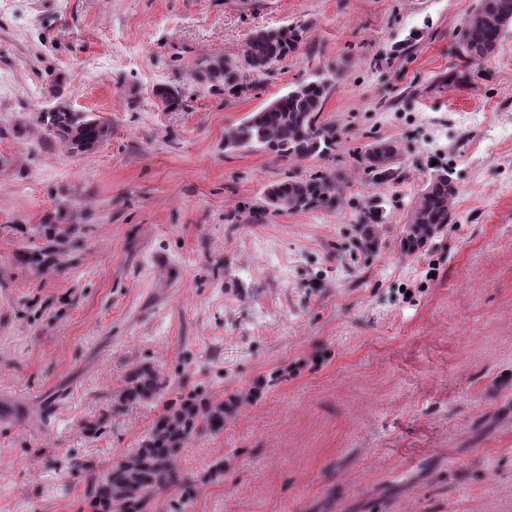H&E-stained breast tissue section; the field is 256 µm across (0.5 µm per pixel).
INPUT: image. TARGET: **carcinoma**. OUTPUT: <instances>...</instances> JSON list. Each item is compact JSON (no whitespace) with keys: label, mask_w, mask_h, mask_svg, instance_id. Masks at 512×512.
<instances>
[{"label":"carcinoma","mask_w":512,"mask_h":512,"mask_svg":"<svg viewBox=\"0 0 512 512\" xmlns=\"http://www.w3.org/2000/svg\"><path fill=\"white\" fill-rule=\"evenodd\" d=\"M512 26V0H477L464 21L455 43L458 68L448 79L461 82L469 68L496 55ZM302 28L260 29L252 33L243 58L248 71L268 75L274 65L295 55L303 45ZM202 89L222 90L236 96L248 90L243 74L235 67H224L221 56L200 60L191 75ZM335 76L318 71L298 83L286 94L248 114L240 123L227 128L224 149L253 148L271 152L283 161L321 158L340 140L338 130L321 120L325 100L334 86ZM157 95L164 104L174 107L182 100L181 88L162 86ZM49 96L59 107L46 106L38 111L41 143L55 142L71 151H88L110 138V124L93 112L76 111L65 104L64 87L57 78L51 81ZM373 145L361 155L360 164L374 179L392 180L399 176L396 157L371 159ZM288 201V211L302 212L333 206L335 177L317 171L304 178L290 177L269 186ZM457 193L455 185L437 175L409 206L405 232L420 237L427 229L437 233L450 223V203ZM165 382L149 366H139L127 376L119 403L149 401L163 390ZM234 410L228 401L210 404L188 396L172 401L154 423L144 444L126 453L104 472L94 476L89 496L90 512H150L155 494L178 487L181 495L171 505V512H184L193 499L194 483L179 471L176 456L193 436L199 419L213 433L224 429V417Z\"/></svg>","instance_id":"obj_1"}]
</instances>
